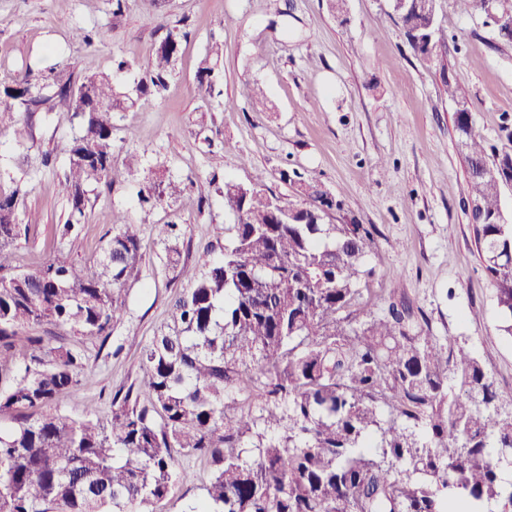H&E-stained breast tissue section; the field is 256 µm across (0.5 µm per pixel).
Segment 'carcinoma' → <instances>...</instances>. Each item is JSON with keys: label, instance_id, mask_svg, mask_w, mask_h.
Returning <instances> with one entry per match:
<instances>
[{"label": "carcinoma", "instance_id": "1", "mask_svg": "<svg viewBox=\"0 0 512 512\" xmlns=\"http://www.w3.org/2000/svg\"><path fill=\"white\" fill-rule=\"evenodd\" d=\"M419 54L436 51L437 19L423 0H392ZM178 42L168 34L147 63L112 59L109 73L75 84L56 66L0 86V113L16 126L54 98L81 118L65 148L60 183L69 204L56 237L78 236L88 188L112 182V119L166 87ZM210 46L197 81H221ZM134 74L118 92L115 79ZM456 123L465 150L474 232L500 311L512 318V224L501 189L512 152L489 167L470 113ZM181 191L169 182L141 196L155 206ZM21 183L0 194V512H155L189 477L181 459L211 467L204 497L187 512H512V411L502 408L480 357L432 336L425 316L396 292L375 294L360 315L361 280L375 228L324 224L340 203L314 185L296 203L224 183V253L198 267L169 249L189 288L171 324L141 347L143 378L112 396V417L62 411L86 366L71 337L108 336L125 305L123 284L144 257L137 225L113 215L96 267L62 255L25 271L17 218ZM35 327L40 335H27ZM27 361L18 362L17 345Z\"/></svg>", "mask_w": 512, "mask_h": 512}]
</instances>
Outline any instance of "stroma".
I'll return each instance as SVG.
<instances>
[{
    "instance_id": "1",
    "label": "stroma",
    "mask_w": 512,
    "mask_h": 512,
    "mask_svg": "<svg viewBox=\"0 0 512 512\" xmlns=\"http://www.w3.org/2000/svg\"><path fill=\"white\" fill-rule=\"evenodd\" d=\"M338 20L327 0H0V83L24 68L57 65L79 81L110 71L113 56L143 64L167 34L180 38L162 95L113 118L116 173L89 192L83 230L58 242L55 229L69 205L60 192L61 154L81 131L65 103L14 127L0 122V191L23 177L19 217L30 227L16 251L33 271L57 253L93 265L112 234V216L141 227L144 259L125 285L123 315L106 341L84 343L90 360L77 393L64 407L111 415L112 394L142 377L139 350L171 319L184 281L167 264L169 242L155 231L177 224L182 262L220 256L224 227L236 217L224 206V183L262 179L292 195L297 173L340 201L328 224L374 226L366 256L376 270L370 286L399 290L420 308L435 336H450L480 356L503 402H512V337L487 279L467 207V164L456 127L459 103L470 109L473 134L488 152L506 143L512 122V44L497 42L468 0H436L439 46L432 58L407 42L391 0H348ZM76 27L106 30L89 48L72 40ZM224 52L219 91H200V59L212 43ZM461 77L462 100H449L448 74ZM261 85L262 98L251 95ZM56 154L44 165L45 154ZM136 155L149 183L175 180L183 194L161 206L139 203L140 183L122 161ZM189 479L158 504L184 512L204 494L210 476L200 459Z\"/></svg>"
}]
</instances>
